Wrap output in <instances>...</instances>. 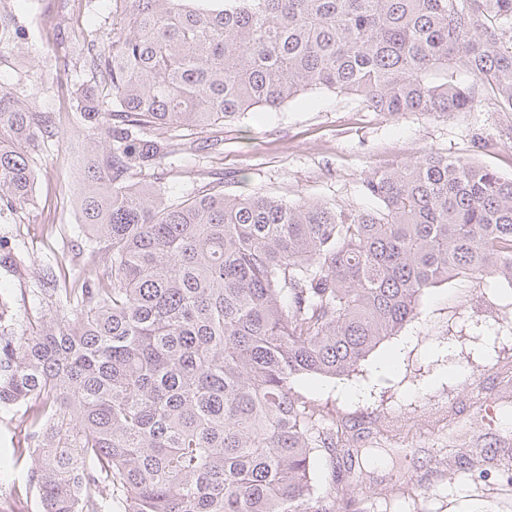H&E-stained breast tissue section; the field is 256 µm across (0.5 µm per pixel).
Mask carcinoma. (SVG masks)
Returning a JSON list of instances; mask_svg holds the SVG:
<instances>
[{
	"mask_svg": "<svg viewBox=\"0 0 512 512\" xmlns=\"http://www.w3.org/2000/svg\"><path fill=\"white\" fill-rule=\"evenodd\" d=\"M87 34L73 129L0 87V205L30 204L33 154L86 143L70 280L44 264L53 314L5 330L0 409L23 412L40 512H339L313 479L336 427L296 390L346 376L466 275L512 284V178L426 152L366 177L370 209L228 195L186 199L132 177L163 134L276 111L309 90L375 112H512V0H113ZM25 29L0 12V57ZM470 80L460 84L455 69ZM110 268L106 283L100 268Z\"/></svg>",
	"mask_w": 512,
	"mask_h": 512,
	"instance_id": "carcinoma-1",
	"label": "carcinoma"
}]
</instances>
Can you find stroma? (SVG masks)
I'll return each mask as SVG.
<instances>
[{
    "label": "stroma",
    "instance_id": "35a3bbf8",
    "mask_svg": "<svg viewBox=\"0 0 512 512\" xmlns=\"http://www.w3.org/2000/svg\"><path fill=\"white\" fill-rule=\"evenodd\" d=\"M110 0H0V11L28 31L16 53L0 58V86L13 87L31 64L78 69L84 38L110 10ZM160 178L182 198L222 179L228 194L260 192L366 208L362 183L372 172L433 151L466 157L512 178V112L483 100L461 112L369 110L360 100L315 90L280 110L245 115L221 127L176 130ZM85 153L70 137L36 160L32 205L0 212V289L10 300L15 334L33 335L51 314L34 292L55 244L53 227L78 224ZM397 354L394 371L375 363ZM298 391L335 417L342 438L386 467L338 466L317 460L319 485L336 483L341 512H512V483L503 466L489 473L458 470L459 451L512 458V284L461 276L425 295L417 315L383 341L358 368L336 379L302 381ZM25 437L21 414L0 411V484H24L37 458L15 459Z\"/></svg>",
    "mask_w": 512,
    "mask_h": 512
}]
</instances>
